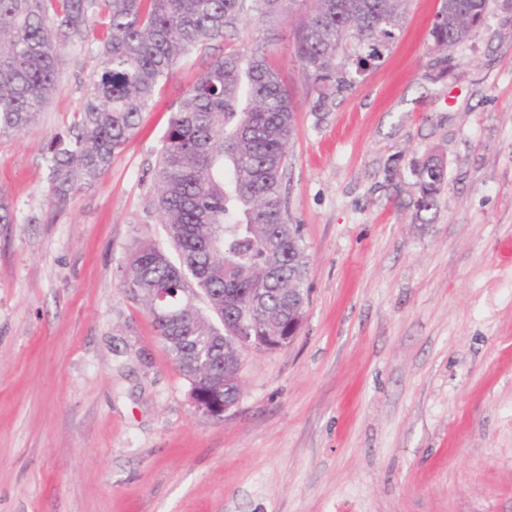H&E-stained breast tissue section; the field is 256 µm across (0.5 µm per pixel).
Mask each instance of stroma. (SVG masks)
Here are the masks:
<instances>
[{
	"instance_id": "obj_1",
	"label": "stroma",
	"mask_w": 512,
	"mask_h": 512,
	"mask_svg": "<svg viewBox=\"0 0 512 512\" xmlns=\"http://www.w3.org/2000/svg\"><path fill=\"white\" fill-rule=\"evenodd\" d=\"M441 0H410L380 65L326 112L294 57L299 13L244 21L297 103L288 207L309 260L288 348L241 352L217 422L120 284L166 244L161 138L205 55L180 59L93 185L52 204L43 157L92 54H70L36 126L0 137V512H512V0L438 63ZM443 159L438 209L412 166Z\"/></svg>"
}]
</instances>
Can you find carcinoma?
Returning a JSON list of instances; mask_svg holds the SVG:
<instances>
[{
  "label": "carcinoma",
  "mask_w": 512,
  "mask_h": 512,
  "mask_svg": "<svg viewBox=\"0 0 512 512\" xmlns=\"http://www.w3.org/2000/svg\"><path fill=\"white\" fill-rule=\"evenodd\" d=\"M408 0H0V137L35 125L60 87L70 50L101 58L66 135L45 163L61 203L92 185L136 134L159 83L176 63L233 35L243 15L269 21L304 14L294 57L324 112L353 86L352 70L382 58L398 37ZM490 0H442L429 39L442 53L479 27ZM295 104L271 52L233 46L211 58L184 90L169 119L152 180L162 223L177 255L138 247L122 267L124 288L153 309L151 289L166 288L168 308L185 317L155 327L191 386L224 372L223 336H248L288 324V289L308 278L302 225L290 223L284 181ZM417 213L439 206L445 169H412ZM280 276L269 279V271ZM194 282L206 299L195 302ZM262 289V317L246 304ZM219 324H214L211 315Z\"/></svg>",
  "instance_id": "1"
}]
</instances>
